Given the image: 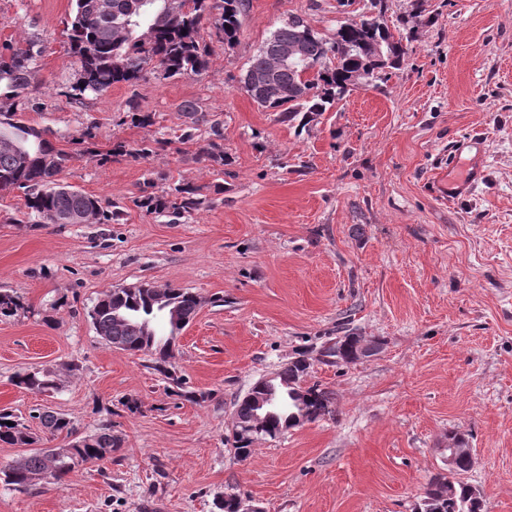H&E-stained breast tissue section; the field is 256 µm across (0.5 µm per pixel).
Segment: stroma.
<instances>
[{"label": "stroma", "instance_id": "stroma-1", "mask_svg": "<svg viewBox=\"0 0 512 512\" xmlns=\"http://www.w3.org/2000/svg\"><path fill=\"white\" fill-rule=\"evenodd\" d=\"M368 4L250 0L237 44L216 47L202 74L149 71L78 103L71 0H0V51L37 53L18 111L72 153L63 182L119 211L36 224L22 191L0 193V291L25 304L0 320V409L47 406L77 435L108 422L122 440L62 482H0V512H217L225 494L263 512H420L459 435L475 457L464 481L487 512H512V0H385L388 24L419 11L430 24L387 81L302 131L238 83L289 17L330 34ZM131 98L155 125L133 126ZM185 101L222 121L223 172L179 142ZM152 139L167 145L92 156ZM147 182H192L206 201L150 214L136 203ZM142 281L201 301L164 374L106 344L89 316L101 294ZM347 333L378 350L324 360ZM299 356L328 414L239 458L238 401ZM34 367L56 373V392L14 386Z\"/></svg>", "mask_w": 512, "mask_h": 512}]
</instances>
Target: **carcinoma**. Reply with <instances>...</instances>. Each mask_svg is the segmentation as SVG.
I'll return each mask as SVG.
<instances>
[{
    "label": "carcinoma",
    "instance_id": "cac0c4a2",
    "mask_svg": "<svg viewBox=\"0 0 512 512\" xmlns=\"http://www.w3.org/2000/svg\"><path fill=\"white\" fill-rule=\"evenodd\" d=\"M73 16L67 33L69 52L76 60L84 80L69 86L67 94L76 101L99 96L118 83L133 84L147 67L151 66L165 78L199 74L207 68L213 52L212 45L200 35L205 16L215 9L216 42L234 47L238 41L242 19L250 0H185V10L177 14L160 13L161 2L155 0L137 12L141 0H72ZM427 24L421 16L413 20L401 19L399 25L389 26L385 21L360 18L348 23V29L336 40L315 31L302 19L293 17L276 27L250 60L240 82L243 85L258 75L271 77L272 82L261 96L253 101L261 108L279 113V120L305 128L315 117L335 107L336 92L350 74L364 70L373 81H384L391 69L400 67L408 54L410 44L418 37L419 29ZM300 46L302 65L309 71L292 69L281 63L278 49L285 45ZM393 54V59L382 61L377 49ZM122 57L124 65L118 69L114 56ZM34 55L30 51L0 53V191H24L29 218L37 223H51L60 212L92 213L94 223L102 224L118 216V212L104 209L102 202L77 189H60L58 176L72 159V154L50 139L36 134V128L27 125L14 108L10 93L28 88L34 78ZM310 94L301 97V86ZM189 119V126L178 140H195V131L209 126V137L198 146L197 156L213 170L222 173L229 165L224 147L219 140L224 134L221 122L208 118L194 102L181 106ZM131 123L147 128L155 123V114L143 112L133 99L128 101ZM153 184L142 189L138 206L149 213L168 208L183 211L198 209L203 204L202 187L184 183L174 188L175 199L151 190ZM158 287L142 282L130 288H112L93 307L91 318L98 335L107 344L123 351L149 353L154 356L157 369L166 371L171 356L173 337L189 324L198 310L197 296L184 288H165L167 307L159 309L156 301ZM25 309L19 297L0 293V318H9ZM165 322L170 337L162 339L154 323ZM303 360L299 359L278 371L277 376L259 379L248 394L237 403L232 447L240 458L252 452L253 442L262 437H275L305 421H312L329 410V395L312 386L306 391L305 407L291 400V393L304 375ZM15 385L35 394L52 393L59 389L54 373L40 369L20 374ZM275 393L288 399V405L259 423L256 420L257 398ZM41 426L53 435L69 438L74 429L63 414L43 410L33 415ZM13 425H7V422ZM29 428L9 411H0V443L25 445ZM121 440L112 434V426L99 428L83 437L80 446L68 444L62 449L61 467L53 480L58 482L76 466L93 460L112 457V449ZM47 455L35 452L16 460L1 471L3 481L17 489H27L39 480L45 468ZM469 470L460 458L453 483L448 476L437 474L429 481L424 499L436 498L434 512H485L483 500L462 481Z\"/></svg>",
    "mask_w": 512,
    "mask_h": 512
}]
</instances>
